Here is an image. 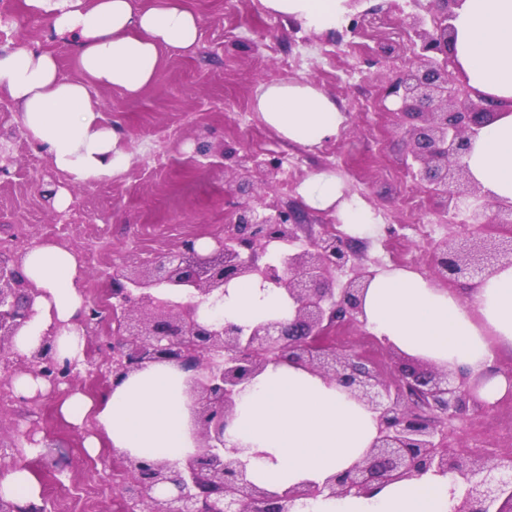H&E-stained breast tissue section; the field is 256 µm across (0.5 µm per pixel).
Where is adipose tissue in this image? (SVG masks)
I'll use <instances>...</instances> for the list:
<instances>
[{
    "label": "adipose tissue",
    "mask_w": 512,
    "mask_h": 512,
    "mask_svg": "<svg viewBox=\"0 0 512 512\" xmlns=\"http://www.w3.org/2000/svg\"><path fill=\"white\" fill-rule=\"evenodd\" d=\"M274 15L317 32L335 29L349 14L348 0H262ZM29 13L59 36L76 35L78 77L64 76L55 53L29 46L0 47V99L14 103L29 136L72 182L105 180L122 172L129 153L123 136L105 122L94 101L98 89L137 96L156 83L160 52L195 51L201 20L181 0H25ZM452 58L468 84L503 109L474 140L465 163L491 197L512 201V0H462L453 21ZM254 109L291 143L312 147L336 137L347 121L336 102L308 81H272L256 90ZM306 203L335 209L343 224H373L376 216L347 197L332 174L311 175L301 186ZM35 288L36 313L14 344L23 354L56 332L59 359L83 364L87 338L79 322L84 307L82 263L53 241L27 249L20 263ZM464 308L457 295L421 274L393 269L377 273L363 299L365 323L377 336L410 355L482 377L481 397L495 403L512 383L489 374L495 345H512V266L501 268ZM292 314L283 289L259 279L231 282L222 300L206 304L202 319L251 327ZM188 372L170 363L151 365L112 381L91 399L76 391L57 412L69 425L93 420L96 434L84 447L109 446L133 457L185 467L200 440L188 394ZM377 435L373 412L336 383L290 363L268 365L236 398L224 432L225 454H239L247 478L272 492L302 482L324 483L350 467ZM465 488L462 480L427 474L393 483L369 496H324L295 504L290 512H450ZM0 499L34 512L41 486L25 467L0 470Z\"/></svg>",
    "instance_id": "1"
}]
</instances>
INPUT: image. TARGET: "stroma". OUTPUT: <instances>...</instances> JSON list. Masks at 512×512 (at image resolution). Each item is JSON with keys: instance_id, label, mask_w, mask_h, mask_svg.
<instances>
[{"instance_id": "obj_1", "label": "stroma", "mask_w": 512, "mask_h": 512, "mask_svg": "<svg viewBox=\"0 0 512 512\" xmlns=\"http://www.w3.org/2000/svg\"><path fill=\"white\" fill-rule=\"evenodd\" d=\"M202 24L193 53L163 51L156 84L135 98L117 89L96 94L107 123L119 127L133 158L108 181L72 183L57 171L44 149L25 131L16 106L0 102V136L9 138L14 162L0 175V242L22 237L31 246L51 239L53 228L70 225V239L93 242L98 268L86 279L112 288L115 266H136L155 255L177 250L190 236L214 239L244 197L237 191L255 155L279 159L272 192L257 193L253 203L293 207L312 230L329 228L333 210H316L299 193L311 175L329 172L346 191L362 200L378 219L359 238L358 264L390 269L379 243L392 237L415 257L414 269L428 274L432 246L406 234L408 224H443L455 234L468 222L466 211H444L439 200L419 187L400 129L399 104L384 89L413 57L409 15L424 12L429 0H395L394 10L380 0H364L362 25L374 34L370 49L349 52L355 36L348 25L316 33L297 22L270 15L261 0H182ZM0 43L26 44L55 52L62 73L76 76L69 45L51 39L24 0H9ZM337 53L348 77L331 76L323 51ZM309 81L333 98L348 116L336 138L315 147L288 142L267 127L253 110L263 82ZM208 144L212 157L198 154ZM67 188L70 206L55 209L44 190ZM112 323L103 320L87 337L89 361L74 385H60L35 400L10 396L0 408V462L24 460L42 486L49 512H118V492L107 483L123 465L120 453L101 448L89 456L82 442L92 424L75 428L56 413L71 390L90 397L111 384ZM456 445L496 453L512 447V396L489 412L457 423Z\"/></svg>"}]
</instances>
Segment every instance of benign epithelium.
Here are the masks:
<instances>
[{"label": "benign epithelium", "instance_id": "1", "mask_svg": "<svg viewBox=\"0 0 512 512\" xmlns=\"http://www.w3.org/2000/svg\"><path fill=\"white\" fill-rule=\"evenodd\" d=\"M461 0H431L425 14L408 17L418 51L385 88L400 101V119L418 184L444 206L482 193L464 158L472 141L499 105L469 86H456L449 70L451 20ZM275 159L254 162V171L271 188ZM495 211L476 209L472 224L434 245L430 279L435 284L473 290L505 265H512V203L491 200ZM302 216L291 208L264 214L243 203L224 225V238L203 253L188 237L175 252L151 258L133 270L112 274L116 328L112 332V378H123L151 364L172 362L193 373L190 395L200 452L176 471L166 461L123 456L120 497L130 512H286L297 500L348 495L367 496L395 482L427 474L460 477L466 483L452 512H512V451L494 454L457 452L448 447L453 426L490 404L478 394L479 379L448 367L403 357L386 377L371 358L336 346L338 328L365 326L362 297L373 272L355 270L357 243L327 231L307 232ZM20 255L0 258L1 384L30 372L53 388L73 385L76 365L57 359L54 337L35 351L20 354L15 336L33 314L38 292L19 271ZM353 276L341 283L336 273ZM258 277L282 288L293 305L287 320L253 327L199 320L201 305L224 297L233 280ZM249 377L268 365L289 362L336 382L377 413L378 433L371 448L348 469L323 484L304 482L282 494L250 483L242 462L224 456V430L240 386L242 357ZM173 485L166 497L155 496L161 484Z\"/></svg>", "mask_w": 512, "mask_h": 512}]
</instances>
